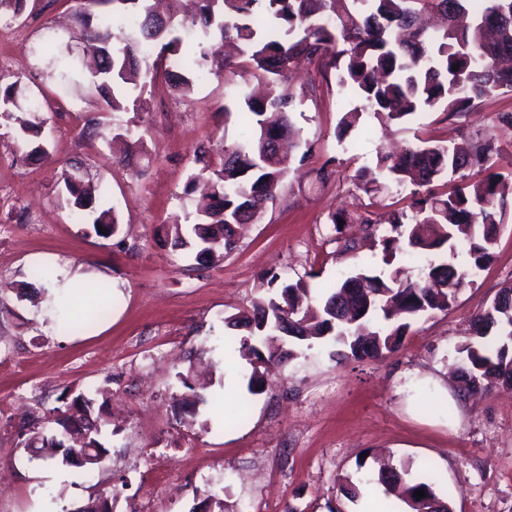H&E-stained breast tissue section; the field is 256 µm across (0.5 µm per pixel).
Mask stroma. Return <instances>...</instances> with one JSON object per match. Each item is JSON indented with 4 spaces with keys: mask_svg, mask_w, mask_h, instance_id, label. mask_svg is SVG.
Masks as SVG:
<instances>
[{
    "mask_svg": "<svg viewBox=\"0 0 512 512\" xmlns=\"http://www.w3.org/2000/svg\"><path fill=\"white\" fill-rule=\"evenodd\" d=\"M72 10L71 0H28L12 20L21 44L8 72L26 92L45 93L49 107L46 157L26 161L0 136V361L10 365L0 370V512H78L109 495L113 512H138L150 499L159 512H256L267 502L272 512H380L385 495L373 479L382 460L414 475L430 465L452 512H512V390L467 394L455 376L472 317L512 285V211L492 261L448 310L417 319L394 354L339 365L332 343L299 342L252 394L248 359L224 350L225 317L271 294L266 273L304 280L318 294L357 267L383 268L373 238L387 224L371 235L356 220L338 230L331 223L341 210L364 213L356 176L375 167L378 152L425 137L490 138L506 153L499 172L512 179V127L499 121L512 113V92L395 125L366 113L342 136L335 74L303 65L290 79L308 94L292 115L298 135L288 176L238 248L201 263L173 247V224L196 209V148L214 154L240 138L236 93L251 91L254 80L236 90L212 76L184 98L158 73L146 111L107 114L102 136L87 138L98 99L75 88L59 100L39 49L47 26L59 25L62 52L84 65L86 45L63 30ZM77 163L96 206L115 211L114 236L98 237L74 219L60 176ZM339 233L355 238V252H341ZM100 284L110 312L78 334L61 332L39 295L72 294L81 307L96 302ZM182 374L208 398L223 395L222 405L184 413ZM79 390L99 408L109 450L92 475L31 459L24 446L25 433ZM148 448L166 459L171 495L143 476ZM347 476L360 484L358 499L340 490Z\"/></svg>",
    "mask_w": 512,
    "mask_h": 512,
    "instance_id": "obj_1",
    "label": "stroma"
}]
</instances>
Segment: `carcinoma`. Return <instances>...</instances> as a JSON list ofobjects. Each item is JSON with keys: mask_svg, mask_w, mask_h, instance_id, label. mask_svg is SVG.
Wrapping results in <instances>:
<instances>
[{"mask_svg": "<svg viewBox=\"0 0 512 512\" xmlns=\"http://www.w3.org/2000/svg\"><path fill=\"white\" fill-rule=\"evenodd\" d=\"M102 1L110 12L94 16L86 4ZM470 0H169L165 14L152 0H76L73 37L91 46L94 64L84 81L100 97L106 112L137 111L143 89L156 61L184 53L185 72L168 75L174 91L189 96L199 73L240 74L266 86L257 98L243 93L248 131L243 139L224 145L221 163L212 167L205 152L196 154L202 167L195 174L211 185L210 202L184 224L173 225V245L210 260L232 252L237 227L257 222L263 204L275 199L288 175L291 153L264 140L274 131L281 142L296 134L290 114L306 91L288 86V74L302 64H320L336 73V86L360 100L343 111L340 131L356 126L365 112L388 123H402L422 112H465L474 102L501 89L512 91V66L499 58L512 55V0H483L480 11L469 13ZM43 51L62 83H70L69 64L54 54V40ZM459 69H453V66ZM20 79L0 72V127L8 130L29 157H42L46 148L30 136L41 125L28 110L39 107L35 96L26 107L17 100ZM501 149L493 139H480L470 150L442 144L413 145L398 154L380 152L375 170L358 176L356 188L376 196L389 181L413 186L407 210L390 213V235L382 238L386 265L396 255L415 256L450 249L465 255L454 263L430 260L417 278L401 266L370 275L363 268L339 280L321 297L299 280L290 283L271 275L275 294L260 298L252 309L231 316L237 324L256 321L251 332V386L263 387L260 367L276 362L270 341L279 337L277 322L296 325L302 341L331 337L339 346L338 360L384 358L397 352L412 322L446 310L457 291L493 257L500 224L512 186L493 172ZM460 182L446 191L434 183L447 173ZM64 187L74 216L83 218L93 202L91 185L83 175L67 172ZM92 226L108 238L118 227L112 209L96 212ZM466 363L464 387L469 393L487 390L495 382L512 387V286L502 289L469 327V338L457 349ZM93 400L78 393L65 408L50 411L44 425L27 439L45 459L71 461L84 455L80 466L93 472L108 452L101 442L102 425L91 417ZM376 483L406 506L426 512H449L438 480L427 469L406 480L390 468ZM417 490L425 497H414Z\"/></svg>", "mask_w": 512, "mask_h": 512, "instance_id": "1", "label": "carcinoma"}]
</instances>
